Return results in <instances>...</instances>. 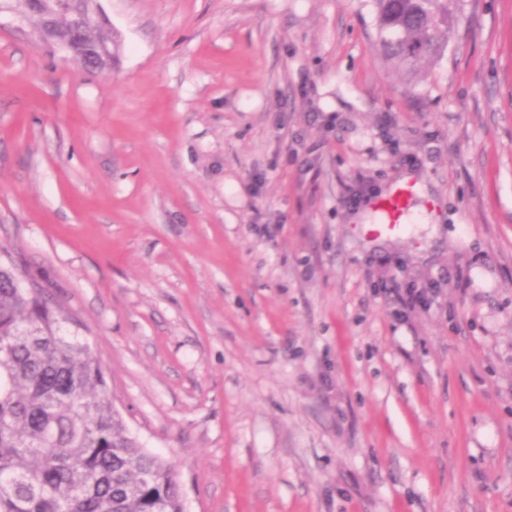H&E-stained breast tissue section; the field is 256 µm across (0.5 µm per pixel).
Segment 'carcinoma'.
I'll return each instance as SVG.
<instances>
[{
    "mask_svg": "<svg viewBox=\"0 0 512 512\" xmlns=\"http://www.w3.org/2000/svg\"><path fill=\"white\" fill-rule=\"evenodd\" d=\"M385 56L409 74L445 55L450 0H372ZM68 318L0 263V512H184L175 465L141 448Z\"/></svg>",
    "mask_w": 512,
    "mask_h": 512,
    "instance_id": "carcinoma-1",
    "label": "carcinoma"
}]
</instances>
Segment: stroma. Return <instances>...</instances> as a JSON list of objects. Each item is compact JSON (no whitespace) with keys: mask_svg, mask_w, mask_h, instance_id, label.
Listing matches in <instances>:
<instances>
[{"mask_svg":"<svg viewBox=\"0 0 512 512\" xmlns=\"http://www.w3.org/2000/svg\"><path fill=\"white\" fill-rule=\"evenodd\" d=\"M99 5L96 72L0 8V253L185 512H512V0L417 75L372 0ZM85 40L88 43H96L107 41L112 38V43H100L96 47L83 48L84 65L88 68L96 69L102 61H112L114 58V50L112 44L114 42L115 50H118V44L114 40L112 33L106 31L103 25H97L88 28L85 32ZM413 194L410 186H400L378 201V208L385 218V224L375 225L378 232H392L400 229Z\"/></svg>","mask_w":512,"mask_h":512,"instance_id":"obj_1","label":"stroma"}]
</instances>
